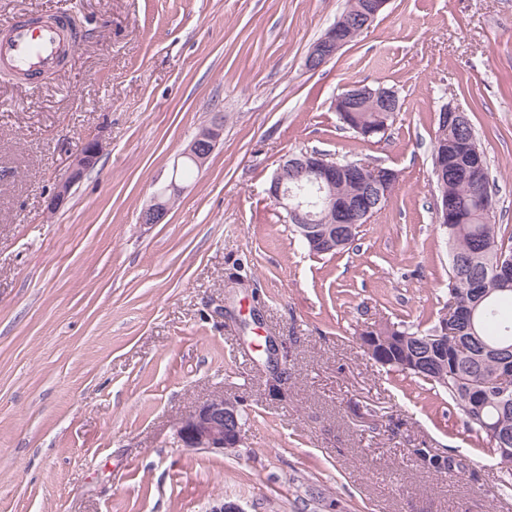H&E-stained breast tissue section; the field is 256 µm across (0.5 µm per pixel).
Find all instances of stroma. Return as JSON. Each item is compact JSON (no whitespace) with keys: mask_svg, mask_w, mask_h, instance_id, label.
Here are the masks:
<instances>
[{"mask_svg":"<svg viewBox=\"0 0 512 512\" xmlns=\"http://www.w3.org/2000/svg\"><path fill=\"white\" fill-rule=\"evenodd\" d=\"M347 0H0L74 18L65 67L0 72V512H512L502 463L446 392L388 371L360 334L429 327L448 299L431 142L470 119L512 225V0H390L321 68ZM392 89L360 140L336 95ZM223 136L164 220L141 210L214 113ZM97 166L59 211L85 140ZM306 150L398 173L349 250L316 256L269 197ZM277 347L276 358L266 353ZM237 400L239 448L181 447L178 421ZM452 459L433 469L429 456ZM339 27L336 23L333 24L328 30L326 36L321 42L315 43L307 56L309 59L308 68L313 64L317 63L318 60H326L329 57L334 56L342 47L347 45L342 39L337 37ZM101 149V143L95 138L86 140L81 144L71 165L55 185L54 192L47 205L49 210L57 211L64 207L69 200L73 186L97 166Z\"/></svg>","mask_w":512,"mask_h":512,"instance_id":"35a3bbf8","label":"stroma"}]
</instances>
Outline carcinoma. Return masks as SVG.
<instances>
[{"label":"carcinoma","mask_w":512,"mask_h":512,"mask_svg":"<svg viewBox=\"0 0 512 512\" xmlns=\"http://www.w3.org/2000/svg\"><path fill=\"white\" fill-rule=\"evenodd\" d=\"M368 0H348L345 18L347 42L359 36L356 24ZM380 89H371L362 99L347 104L335 99V111L347 128L368 140L389 126L394 113L380 104ZM478 157L484 174L474 178L464 170L462 153ZM336 196L344 204L364 196L359 182L338 179ZM439 197H448V303L433 325L381 326L366 330L361 338L381 336L375 348L376 361L390 369L430 382L448 393L470 431L483 434L495 449L504 434L512 435V397L503 400L493 382L512 368V286L498 270V254L512 253V230L493 220L495 183L489 163L470 122L448 115V179L437 182ZM334 217L320 223L327 239L312 246L301 225L292 232L315 255L334 254L351 245L361 222L355 220L335 233ZM448 327V349L429 343L431 336Z\"/></svg>","instance_id":"obj_1"}]
</instances>
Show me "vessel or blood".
Returning a JSON list of instances; mask_svg holds the SVG:
<instances>
[{"label": "vessel or blood", "instance_id": "obj_1", "mask_svg": "<svg viewBox=\"0 0 512 512\" xmlns=\"http://www.w3.org/2000/svg\"><path fill=\"white\" fill-rule=\"evenodd\" d=\"M82 38L81 29L62 22L35 27L25 20L16 21L0 36V70L16 75L52 69L63 46L77 45Z\"/></svg>", "mask_w": 512, "mask_h": 512}]
</instances>
